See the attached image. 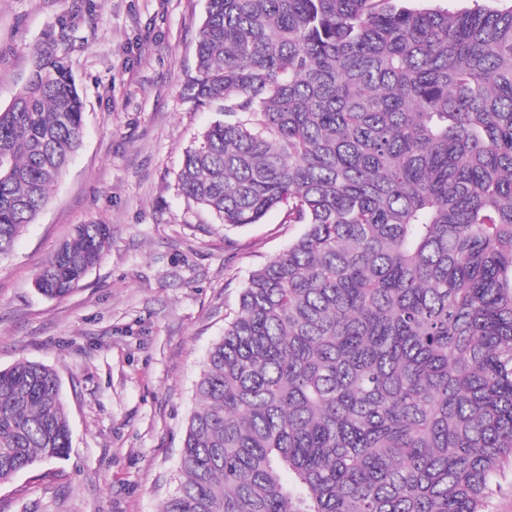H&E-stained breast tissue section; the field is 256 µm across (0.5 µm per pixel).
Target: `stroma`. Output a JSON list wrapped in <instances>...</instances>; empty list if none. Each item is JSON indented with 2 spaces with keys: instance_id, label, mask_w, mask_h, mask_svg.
<instances>
[{
  "instance_id": "obj_1",
  "label": "stroma",
  "mask_w": 512,
  "mask_h": 512,
  "mask_svg": "<svg viewBox=\"0 0 512 512\" xmlns=\"http://www.w3.org/2000/svg\"><path fill=\"white\" fill-rule=\"evenodd\" d=\"M206 0H0V107L46 31L83 98V144L35 223L0 257V369L52 367L65 457L0 484V512H158L178 483L194 386L250 273L300 236L282 212L218 224L179 190L217 106L190 99ZM107 224L100 263L62 300L35 277L76 225Z\"/></svg>"
}]
</instances>
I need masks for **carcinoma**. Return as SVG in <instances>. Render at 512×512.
<instances>
[{"label": "carcinoma", "instance_id": "obj_1", "mask_svg": "<svg viewBox=\"0 0 512 512\" xmlns=\"http://www.w3.org/2000/svg\"><path fill=\"white\" fill-rule=\"evenodd\" d=\"M207 0L191 96L224 103L180 191L305 231L254 270L195 384L159 512H484L512 459V5ZM65 57L0 109V256L83 138ZM107 224L38 291L72 293ZM57 374L0 370V483L60 458Z\"/></svg>", "mask_w": 512, "mask_h": 512}]
</instances>
